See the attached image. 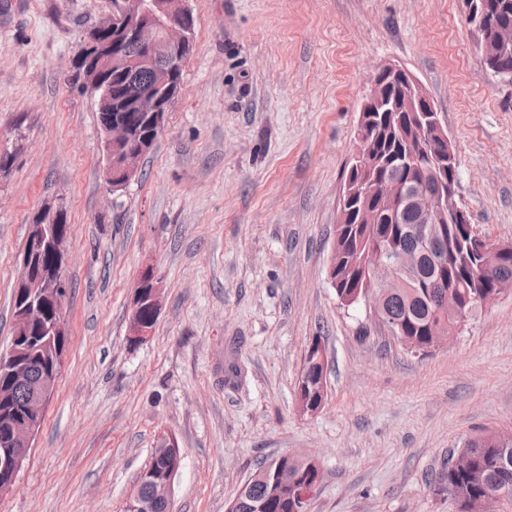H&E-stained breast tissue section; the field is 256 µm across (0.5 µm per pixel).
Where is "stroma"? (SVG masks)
<instances>
[{
  "label": "stroma",
  "instance_id": "35a3bbf8",
  "mask_svg": "<svg viewBox=\"0 0 512 512\" xmlns=\"http://www.w3.org/2000/svg\"><path fill=\"white\" fill-rule=\"evenodd\" d=\"M193 51L163 131L107 191L77 64L110 0H0V351L29 226L63 205L70 339L0 512H124L158 437L184 453L172 512H227L260 462L316 455L307 512H460L437 477L468 440L512 431V293L413 353L328 279L361 102L406 67L459 159L474 231L512 241V83L485 67L461 0H190ZM164 288L131 345L133 291ZM320 341L328 397L296 408Z\"/></svg>",
  "mask_w": 512,
  "mask_h": 512
}]
</instances>
